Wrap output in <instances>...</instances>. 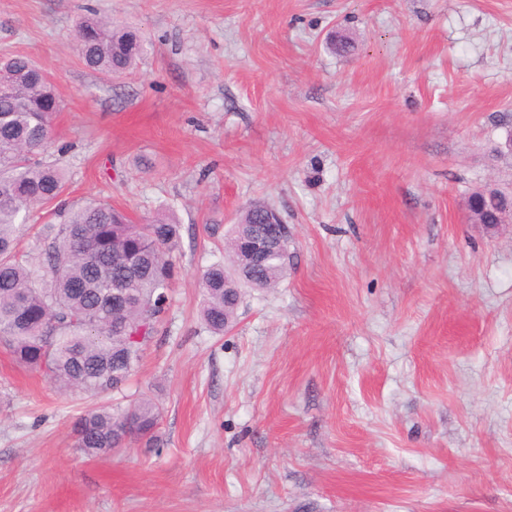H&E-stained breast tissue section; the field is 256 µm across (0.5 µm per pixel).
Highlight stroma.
Wrapping results in <instances>:
<instances>
[{"mask_svg": "<svg viewBox=\"0 0 512 512\" xmlns=\"http://www.w3.org/2000/svg\"><path fill=\"white\" fill-rule=\"evenodd\" d=\"M153 48L88 69L89 12ZM53 77L66 201L174 212L166 334L128 396L159 440L74 446L87 403L0 350V512H512V0H0V57ZM288 274L224 335L199 276L251 202Z\"/></svg>", "mask_w": 512, "mask_h": 512, "instance_id": "obj_1", "label": "stroma"}]
</instances>
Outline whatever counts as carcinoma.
Masks as SVG:
<instances>
[{
    "label": "carcinoma",
    "mask_w": 512,
    "mask_h": 512,
    "mask_svg": "<svg viewBox=\"0 0 512 512\" xmlns=\"http://www.w3.org/2000/svg\"><path fill=\"white\" fill-rule=\"evenodd\" d=\"M76 39L84 64L110 76L132 72L148 52L139 31L95 16L78 23ZM0 83L11 88L0 97V347L69 394H121L160 334L181 225L173 215L137 224L92 199L58 209L60 221L37 234V256L20 252L34 210L57 203L67 178L40 159L52 143L51 81L19 54L0 60ZM507 199L485 197L475 213L492 214ZM262 207L250 204L232 225L225 247L233 261L241 259L243 235L261 222ZM287 272L275 253L257 272V287L272 288ZM201 288V318L221 336L235 319L240 280L221 256L204 271ZM160 417L147 395L131 408H90L73 423L76 447L98 457L136 441L149 445Z\"/></svg>",
    "instance_id": "obj_1"
}]
</instances>
